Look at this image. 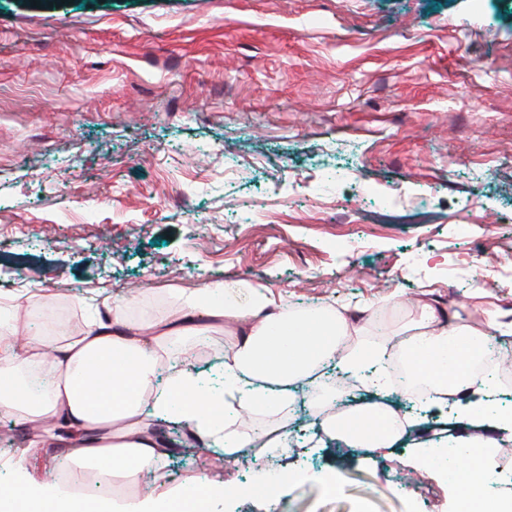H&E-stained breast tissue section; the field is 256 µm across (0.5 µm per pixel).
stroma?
<instances>
[{
  "label": "stroma",
  "instance_id": "obj_1",
  "mask_svg": "<svg viewBox=\"0 0 512 512\" xmlns=\"http://www.w3.org/2000/svg\"><path fill=\"white\" fill-rule=\"evenodd\" d=\"M210 281L364 310L369 349L421 298L512 322V0H0V300L135 288L158 315ZM223 351L216 333L189 352L209 384ZM339 373L318 393L371 402ZM387 402L414 421L393 447L310 438L299 400L290 454L234 462L185 437L136 487L110 483L112 506L280 469L305 482L278 512H458L459 486L415 460L468 436L498 443L484 512L512 495V424L459 425L461 395ZM13 427L0 418V481L20 454L29 487L66 469L61 450L6 441Z\"/></svg>",
  "mask_w": 512,
  "mask_h": 512
}]
</instances>
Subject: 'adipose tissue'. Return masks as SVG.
Instances as JSON below:
<instances>
[{
	"mask_svg": "<svg viewBox=\"0 0 512 512\" xmlns=\"http://www.w3.org/2000/svg\"><path fill=\"white\" fill-rule=\"evenodd\" d=\"M131 306V300H113L105 311H93L78 334L33 336L20 346L8 335L12 322L0 321V416L22 426L52 419L40 441L63 444L73 469L91 466L107 478L137 482L170 453L157 426L168 417L228 457L245 448L287 447V433L261 439L243 423L242 413H281L295 398L293 386L335 358L381 389L386 378L365 372L371 362L399 353L409 375L428 387L430 404L458 394L479 396L482 404L463 414V421L512 423L511 412L496 411L485 401L486 379L470 369L474 345L512 334V324L495 310L487 312L484 328L476 329L457 313L440 321L431 304L421 303L397 347L382 343L369 356L343 344L351 333L350 311L329 305L295 310L273 289L243 282L180 291L174 314L141 324L132 321ZM205 327L223 329L226 336L222 388L205 393L199 376L182 367L170 375L165 390H157L171 344L200 337ZM452 339L467 348L447 363L439 353ZM318 424L350 446L378 449L392 447L404 428L379 404L350 414L325 411Z\"/></svg>",
	"mask_w": 512,
	"mask_h": 512,
	"instance_id": "ef3b65f1",
	"label": "adipose tissue"
}]
</instances>
